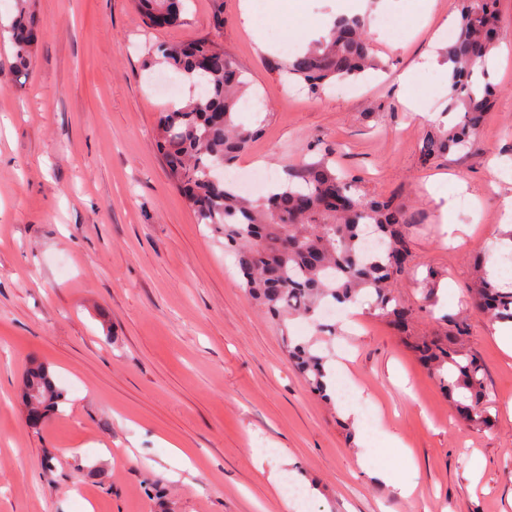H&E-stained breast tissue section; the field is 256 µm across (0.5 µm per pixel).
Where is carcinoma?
Returning <instances> with one entry per match:
<instances>
[{
  "label": "carcinoma",
  "mask_w": 512,
  "mask_h": 512,
  "mask_svg": "<svg viewBox=\"0 0 512 512\" xmlns=\"http://www.w3.org/2000/svg\"><path fill=\"white\" fill-rule=\"evenodd\" d=\"M497 0H462L458 32L443 57L452 65L448 82V111L462 112L452 125L439 124L419 140L424 165L434 159L473 147L476 132L492 106L496 88L476 76L500 41L507 38ZM142 23L157 28L184 22V0H132ZM38 20L31 0H17V13L0 24V38L13 47L12 68L29 65ZM145 65L162 64L198 90L185 105L161 113L156 146L162 152L170 179L181 191L200 224H216L231 252L247 296L282 326L295 318L315 321L327 303L373 299V308L393 328L404 331L413 310L400 304L394 288L409 261L404 225L406 210L391 200L369 199L356 191L355 180L336 169L333 149L287 174L286 182L257 200L240 195L224 170L236 164L258 131L238 118V105L249 82L236 60L214 41L186 44L156 42L145 48ZM385 69L366 33L363 17L340 16L329 33L293 55L277 68L318 94L337 81L358 80L369 71ZM382 244L376 256L362 248L363 230ZM475 310L494 321L512 322V288L477 272L472 289ZM455 332L422 339L411 345L422 364L438 380L456 412L480 428L492 426L488 411L485 369L479 357L461 340L464 321ZM288 356L310 389L327 397L324 366L328 358L312 345L283 331ZM41 393L35 422L56 412L65 395L55 384L49 366L32 359L24 387Z\"/></svg>",
  "instance_id": "cac0c4a2"
}]
</instances>
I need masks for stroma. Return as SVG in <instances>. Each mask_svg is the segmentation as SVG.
Masks as SVG:
<instances>
[{
  "label": "stroma",
  "instance_id": "35a3bbf8",
  "mask_svg": "<svg viewBox=\"0 0 512 512\" xmlns=\"http://www.w3.org/2000/svg\"><path fill=\"white\" fill-rule=\"evenodd\" d=\"M223 2L222 27L212 0H191L184 24L154 37L214 39L245 70L240 119L261 133L233 173L285 179L317 158L318 141L362 195L408 210L411 270L397 295L414 311L409 332L366 301L355 320L338 314L329 339L303 319L280 330L168 177L154 130L191 92L181 84L166 98L163 68L145 69L149 37L130 0H33L41 34L29 67L10 70L13 48L0 41V512H512V353L469 299L473 260L499 239L512 201V40L484 66L498 94L475 147L425 166L426 113L458 118L446 79L423 65L456 32L458 0L366 13L386 71L318 95L273 65L286 28L342 14L344 0L279 14L252 0L262 45L241 0ZM411 71L414 110L397 82ZM450 315L466 321L464 344L485 366L492 428L457 422L407 346L445 335ZM289 337L343 361L335 401L310 391ZM34 358L66 394L38 427L20 393ZM347 399L362 435L340 411ZM365 451L414 471V494L374 483L357 464ZM274 467L312 488L292 510L266 481Z\"/></svg>",
  "mask_w": 512,
  "mask_h": 512
}]
</instances>
